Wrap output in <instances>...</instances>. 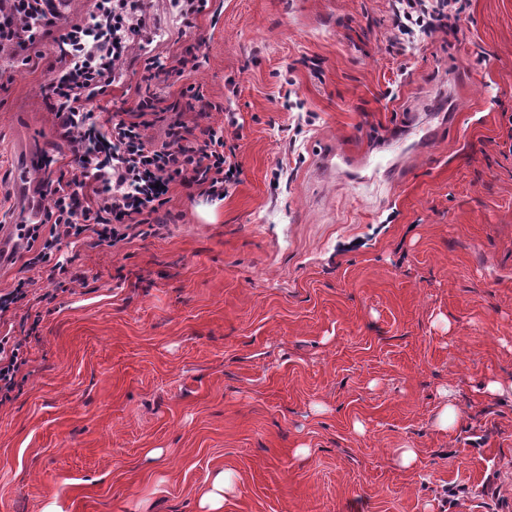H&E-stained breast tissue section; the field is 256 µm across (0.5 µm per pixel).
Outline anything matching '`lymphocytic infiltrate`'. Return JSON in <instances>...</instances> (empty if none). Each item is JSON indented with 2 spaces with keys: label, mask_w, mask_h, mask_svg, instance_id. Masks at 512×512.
<instances>
[{
  "label": "lymphocytic infiltrate",
  "mask_w": 512,
  "mask_h": 512,
  "mask_svg": "<svg viewBox=\"0 0 512 512\" xmlns=\"http://www.w3.org/2000/svg\"><path fill=\"white\" fill-rule=\"evenodd\" d=\"M469 6V0H394L389 52L406 54L416 40L439 33L457 36ZM149 32L144 0H95L89 16L71 25L62 22L56 0H0V51L22 61L42 48L49 76L43 93L53 101L70 153L64 164L49 155L40 162L46 173L42 222L14 227L27 244L26 267L46 264L57 277L67 269L50 259L63 247H111L140 236L143 226L162 224L172 186L223 197L238 183L236 148L227 138L238 125L236 113H225L217 126L190 123L178 104L150 88L159 75L179 79L198 71L202 62L191 50L167 65L144 56L145 88L135 106L91 112V102L114 83L120 61ZM159 122L167 131L156 144L146 131ZM26 354L25 339L0 336V403L10 399Z\"/></svg>",
  "instance_id": "lymphocytic-infiltrate-1"
}]
</instances>
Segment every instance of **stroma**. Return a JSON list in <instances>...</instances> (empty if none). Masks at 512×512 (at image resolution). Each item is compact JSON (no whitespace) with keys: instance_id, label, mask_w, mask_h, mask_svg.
Instances as JSON below:
<instances>
[{"instance_id":"1","label":"stroma","mask_w":512,"mask_h":512,"mask_svg":"<svg viewBox=\"0 0 512 512\" xmlns=\"http://www.w3.org/2000/svg\"><path fill=\"white\" fill-rule=\"evenodd\" d=\"M146 3L151 39L97 106L133 107L143 54L192 48L211 123L239 115L241 181L173 187L159 232L75 248L66 290L32 303L0 512H200L220 471L224 512H512V398L484 391L512 380V0H471L457 40L403 57L392 0H210L191 29ZM1 65L9 239L19 156L67 142L44 61ZM361 140L370 166L318 169Z\"/></svg>"}]
</instances>
